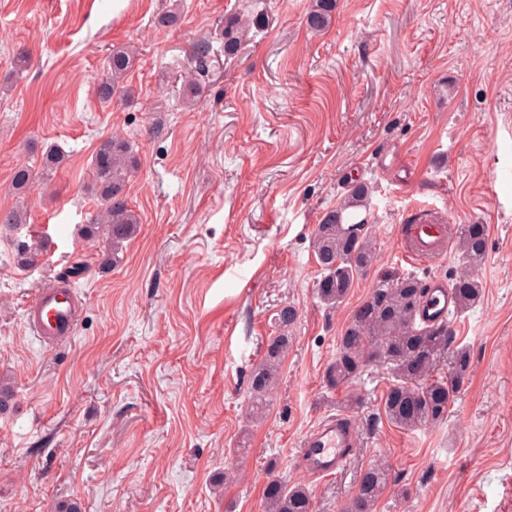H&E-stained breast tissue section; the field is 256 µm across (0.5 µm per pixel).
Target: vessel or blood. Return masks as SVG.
<instances>
[{
	"mask_svg": "<svg viewBox=\"0 0 512 512\" xmlns=\"http://www.w3.org/2000/svg\"><path fill=\"white\" fill-rule=\"evenodd\" d=\"M402 245L408 258L431 261L447 252L448 237L444 218L435 210H418L413 224L407 226ZM456 302L448 286L440 281L431 282L421 320L447 318ZM27 325L42 343L57 345L73 336L81 314V301L75 289L54 286L43 289L28 305ZM358 436L342 415L323 418L310 429L301 441L297 464L312 478H326L337 474L346 466Z\"/></svg>",
	"mask_w": 512,
	"mask_h": 512,
	"instance_id": "1",
	"label": "vessel or blood"
}]
</instances>
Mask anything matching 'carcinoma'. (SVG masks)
<instances>
[{
  "mask_svg": "<svg viewBox=\"0 0 512 512\" xmlns=\"http://www.w3.org/2000/svg\"><path fill=\"white\" fill-rule=\"evenodd\" d=\"M336 0H314L307 15L313 30L328 26ZM257 18L232 15L224 19V55H234L246 41ZM196 69L206 73L211 62V45L203 40L195 48ZM135 61V50L129 46L112 47L106 63L109 81L101 85L99 97L110 102L126 93L124 79ZM65 153L57 147L41 151L39 167L57 169ZM134 165L131 145L121 137L104 140L92 160V176L100 194V210L86 225V234L103 228L112 236L117 250L134 225L138 215L131 209L124 193L126 181ZM35 168L21 165L12 178L14 190L26 193L34 183ZM369 188L360 183L350 191L348 201L325 216L314 233L312 250L322 270L316 283V295L328 306H337L350 294L355 276L377 261L376 249L364 233V222L351 223L345 212L359 207ZM464 267L451 279L457 306L464 310L482 295L483 288L473 276L471 267L480 263L486 253L487 233L483 224H464L459 231ZM428 288L414 275L394 269L382 270L369 298L357 309L339 336L336 356L325 369L327 385L334 389L357 378L366 363L378 361L389 365L394 383L383 397L386 417L396 426L413 430L439 421L448 415V407L470 368L466 349L453 346V332L442 320L423 325L419 313ZM285 334L273 337L267 344L262 364L251 378V391L256 413L264 409L266 395L272 389L276 372L288 350ZM448 354V375L438 377L434 370L442 354ZM389 468L374 461L361 475L350 512H372L388 485ZM264 498L267 512H313L309 491L302 484L287 485L278 478L268 481Z\"/></svg>",
  "mask_w": 512,
  "mask_h": 512,
  "instance_id": "carcinoma-1",
  "label": "carcinoma"
}]
</instances>
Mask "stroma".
<instances>
[{
	"label": "stroma",
	"instance_id": "obj_1",
	"mask_svg": "<svg viewBox=\"0 0 512 512\" xmlns=\"http://www.w3.org/2000/svg\"><path fill=\"white\" fill-rule=\"evenodd\" d=\"M250 4L259 33L184 98L196 44L221 48L225 17ZM311 4L0 0V210L27 216L0 226V512H265L273 477L304 484L313 512H344L378 457L391 482L375 512H512V0H337L322 31ZM169 9L180 23L156 27ZM129 42L131 95L104 105L105 58ZM115 134L135 152L139 216L118 252L82 233L100 207L92 156ZM52 144L64 164L15 195L30 146ZM358 182L372 191L352 218L377 261L330 307L311 240ZM421 206L449 243L416 264L400 231ZM464 224L488 227L482 297L449 316L470 370L446 419L404 430L382 409L387 365L335 390L325 369L381 270L454 277ZM36 241L42 260L21 263ZM64 279L82 313L51 348L24 309ZM287 306L288 353L255 422L251 376ZM337 413L360 444L338 475L308 478L300 442Z\"/></svg>",
	"mask_w": 512,
	"mask_h": 512
}]
</instances>
